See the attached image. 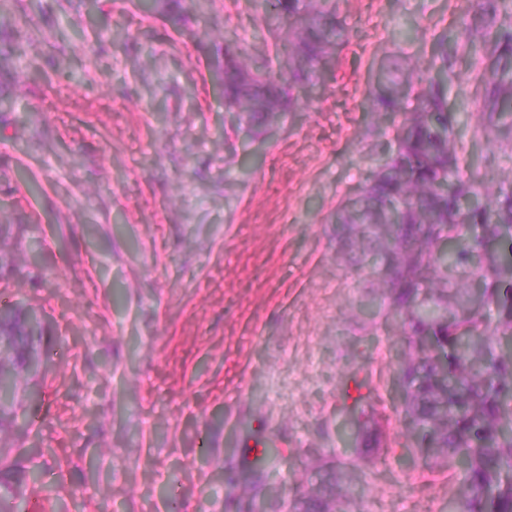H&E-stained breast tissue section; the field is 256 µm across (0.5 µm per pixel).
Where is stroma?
Segmentation results:
<instances>
[{"mask_svg":"<svg viewBox=\"0 0 512 512\" xmlns=\"http://www.w3.org/2000/svg\"><path fill=\"white\" fill-rule=\"evenodd\" d=\"M93 13L124 40L100 35ZM504 17L484 0H341L328 79L255 137L215 71L229 49L286 67L289 43L272 44L252 0H209L176 22L138 0H0V33L48 74H0V251L17 259L0 268V308L28 304L50 344L0 434L40 477L18 512H211L257 421L288 442L267 462V512L330 474L374 512H448L452 468L404 436V342L381 263L336 214L416 105L373 115L386 53L425 77L462 29L481 43L450 58L463 176L512 185V133L482 130L486 40Z\"/></svg>","mask_w":512,"mask_h":512,"instance_id":"stroma-1","label":"stroma"}]
</instances>
